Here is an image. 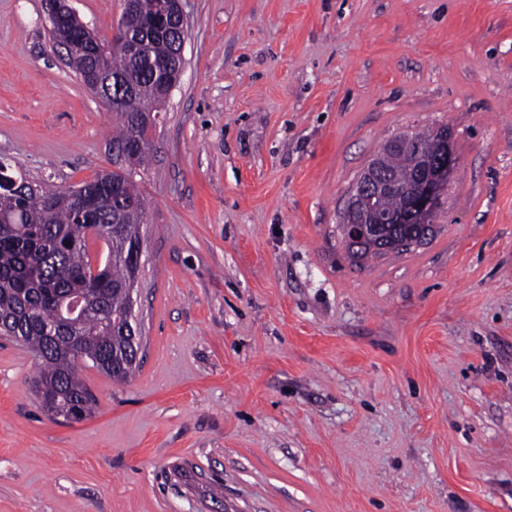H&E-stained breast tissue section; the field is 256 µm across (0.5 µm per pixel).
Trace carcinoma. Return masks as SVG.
Wrapping results in <instances>:
<instances>
[{
    "label": "carcinoma",
    "instance_id": "obj_1",
    "mask_svg": "<svg viewBox=\"0 0 512 512\" xmlns=\"http://www.w3.org/2000/svg\"><path fill=\"white\" fill-rule=\"evenodd\" d=\"M87 27L76 14L50 29L53 44L71 43L67 67L83 79L98 68L106 98L117 121L112 151L123 157L112 172L97 176L112 182V194L59 208L66 191L44 190L39 182L22 177L19 184L0 185V334L31 349L38 376L33 388L46 414L69 403H82L89 412L95 398L79 376L75 358L117 381L127 380L137 364L139 347L127 328V287L137 282L139 269L132 259L133 243L141 238L144 201L132 180L135 167L146 164L149 146H140L141 118L163 107V75L156 66L173 52L172 36L144 32L132 25L126 34L141 42L140 52L114 51L93 58L80 47ZM391 177L412 179L410 158L386 156ZM113 228L106 271L92 285L88 309L76 326L59 320L58 304L74 289L85 287L91 257L93 227Z\"/></svg>",
    "mask_w": 512,
    "mask_h": 512
}]
</instances>
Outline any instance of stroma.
<instances>
[{"instance_id": "35a3bbf8", "label": "stroma", "mask_w": 512, "mask_h": 512, "mask_svg": "<svg viewBox=\"0 0 512 512\" xmlns=\"http://www.w3.org/2000/svg\"><path fill=\"white\" fill-rule=\"evenodd\" d=\"M111 36L123 0H70ZM127 382L79 422L0 337V512H512V0H183ZM43 0H0V156L73 188L114 118ZM458 162L424 245L354 258L341 213L400 134Z\"/></svg>"}]
</instances>
